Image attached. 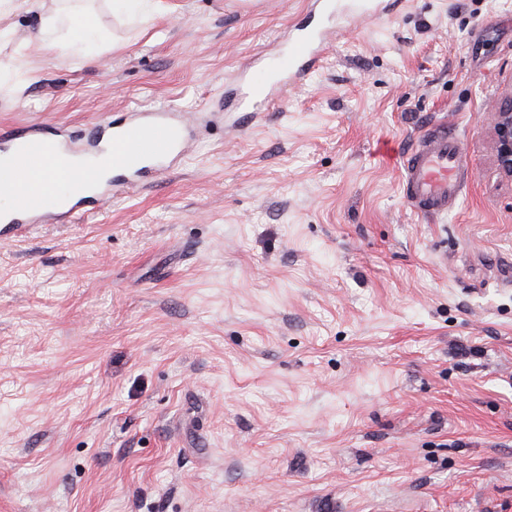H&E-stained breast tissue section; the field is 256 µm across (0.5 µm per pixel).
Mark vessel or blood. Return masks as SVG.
I'll return each instance as SVG.
<instances>
[{
  "instance_id": "1",
  "label": "vessel or blood",
  "mask_w": 512,
  "mask_h": 512,
  "mask_svg": "<svg viewBox=\"0 0 512 512\" xmlns=\"http://www.w3.org/2000/svg\"><path fill=\"white\" fill-rule=\"evenodd\" d=\"M401 0H315L312 10L327 17L323 26L299 25L288 34L272 66H261L224 92V109L236 124H250L271 111L289 82L314 71L331 33V21L342 13L382 17L399 8ZM194 131L186 118L168 110L126 112L116 118L99 116L91 133L74 140L60 127L36 124L0 132V170L23 181L27 191L22 208L0 211V229H24L36 224H66L77 213L100 209L112 197L129 193L167 171L184 153ZM112 157V178L94 193L52 204V191L29 182L30 171L49 160L70 155ZM401 193L405 205L417 215H447L463 194L467 159L463 142L447 126L427 128L401 156Z\"/></svg>"
}]
</instances>
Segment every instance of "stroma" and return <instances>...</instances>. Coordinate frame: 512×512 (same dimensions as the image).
Here are the masks:
<instances>
[{"label": "stroma", "mask_w": 512, "mask_h": 512, "mask_svg": "<svg viewBox=\"0 0 512 512\" xmlns=\"http://www.w3.org/2000/svg\"><path fill=\"white\" fill-rule=\"evenodd\" d=\"M6 0L0 126L166 105L195 141L151 183L0 239V512H512V0H404L331 34L266 120L215 103L310 0ZM467 144L448 216L400 195L431 124ZM112 13L129 21L143 22L153 13L156 0H110ZM41 30L50 38V45L58 48L64 56L89 55L105 39V34L89 14H79L74 10L44 15ZM495 133L496 162L499 170L512 177V100L492 115Z\"/></svg>", "instance_id": "stroma-1"}]
</instances>
